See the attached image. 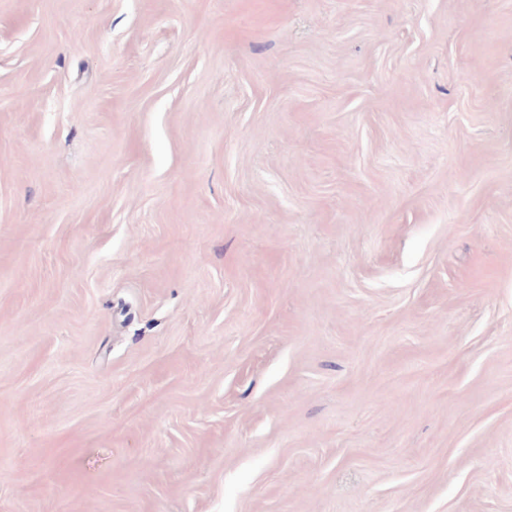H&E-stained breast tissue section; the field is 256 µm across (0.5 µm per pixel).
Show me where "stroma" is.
<instances>
[{
    "label": "stroma",
    "mask_w": 512,
    "mask_h": 512,
    "mask_svg": "<svg viewBox=\"0 0 512 512\" xmlns=\"http://www.w3.org/2000/svg\"><path fill=\"white\" fill-rule=\"evenodd\" d=\"M0 512H512V0H0Z\"/></svg>",
    "instance_id": "obj_1"
}]
</instances>
